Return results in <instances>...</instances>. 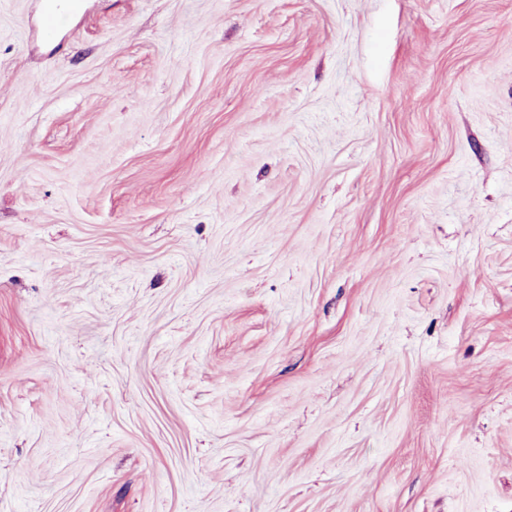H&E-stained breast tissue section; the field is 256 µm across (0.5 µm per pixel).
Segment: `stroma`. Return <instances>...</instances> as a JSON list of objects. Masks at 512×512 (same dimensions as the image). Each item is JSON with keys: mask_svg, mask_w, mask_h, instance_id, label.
<instances>
[{"mask_svg": "<svg viewBox=\"0 0 512 512\" xmlns=\"http://www.w3.org/2000/svg\"><path fill=\"white\" fill-rule=\"evenodd\" d=\"M0 0V512H512V0ZM77 0H42L41 30L47 39L55 37L68 22L69 13L58 6V2Z\"/></svg>", "mask_w": 512, "mask_h": 512, "instance_id": "stroma-1", "label": "stroma"}]
</instances>
